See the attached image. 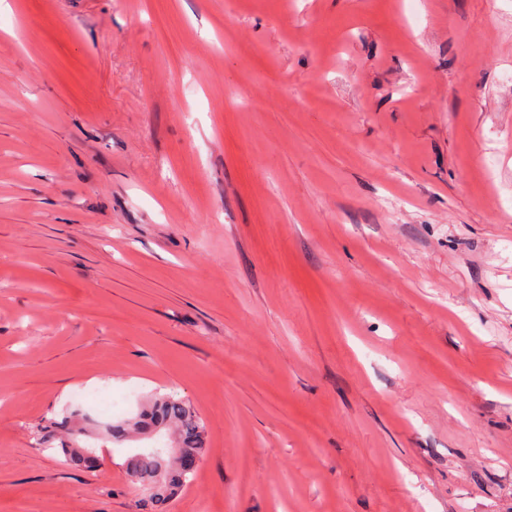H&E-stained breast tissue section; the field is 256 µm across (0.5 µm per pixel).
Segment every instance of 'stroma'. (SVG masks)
<instances>
[{"instance_id": "stroma-1", "label": "stroma", "mask_w": 512, "mask_h": 512, "mask_svg": "<svg viewBox=\"0 0 512 512\" xmlns=\"http://www.w3.org/2000/svg\"><path fill=\"white\" fill-rule=\"evenodd\" d=\"M128 391L166 512H512V0H0V512H150ZM161 430H173L174 438L168 446L171 453L163 463L153 454L141 450L125 463L130 481L149 494L159 512H164L167 501L183 484L190 481L194 469H184L179 456L200 458L204 445V426L191 406L172 395H154L140 407L136 417L117 425H104L101 436L111 442L124 441L132 433L156 435ZM162 469L161 480L157 474ZM88 419L89 417H83L76 411H65L60 421L47 420L42 424H38L37 436L39 439H43L45 434L53 429L63 431L66 435V440L60 449L69 462L68 464L91 468L95 460V454L84 443L86 438L91 437L95 432Z\"/></svg>"}]
</instances>
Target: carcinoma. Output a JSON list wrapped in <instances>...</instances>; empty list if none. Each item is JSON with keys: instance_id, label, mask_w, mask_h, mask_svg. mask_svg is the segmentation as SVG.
<instances>
[{"instance_id": "carcinoma-1", "label": "carcinoma", "mask_w": 512, "mask_h": 512, "mask_svg": "<svg viewBox=\"0 0 512 512\" xmlns=\"http://www.w3.org/2000/svg\"><path fill=\"white\" fill-rule=\"evenodd\" d=\"M53 429L66 435L61 452L69 464L90 468L95 460L94 451L85 445L94 434L88 417L75 411H66L61 420H47L37 425V436L44 438ZM162 430L174 431L171 453L159 460L147 451L130 456L125 463L130 481L149 494L153 506L163 509L175 491L190 481L194 470L184 469L179 456L200 458L204 445V426L196 412L185 401L172 395H154L140 407L136 417L117 425H106L101 436L110 441L121 442L132 433L156 435Z\"/></svg>"}]
</instances>
